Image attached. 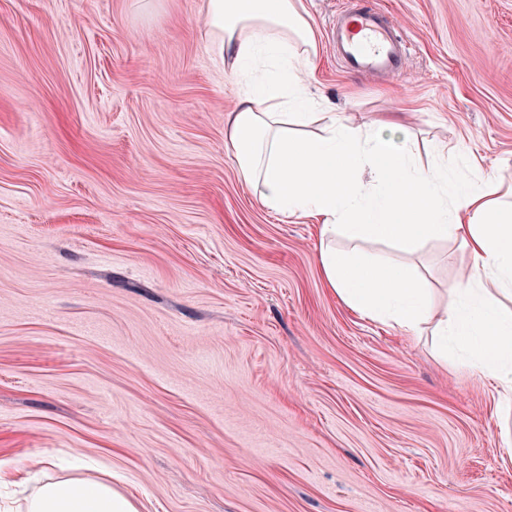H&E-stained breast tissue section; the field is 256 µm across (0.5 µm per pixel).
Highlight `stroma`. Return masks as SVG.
Here are the masks:
<instances>
[{"mask_svg":"<svg viewBox=\"0 0 512 512\" xmlns=\"http://www.w3.org/2000/svg\"><path fill=\"white\" fill-rule=\"evenodd\" d=\"M371 2L404 73L344 72L342 0H303L313 90L512 186V0ZM203 28L204 0H0V512L50 462L140 512H512L494 385L326 287L316 224L233 164ZM409 262L442 317L468 255Z\"/></svg>","mask_w":512,"mask_h":512,"instance_id":"stroma-1","label":"stroma"}]
</instances>
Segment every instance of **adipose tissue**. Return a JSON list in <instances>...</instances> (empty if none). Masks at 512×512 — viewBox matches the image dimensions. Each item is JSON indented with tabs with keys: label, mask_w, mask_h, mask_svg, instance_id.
I'll list each match as a JSON object with an SVG mask.
<instances>
[{
	"label": "adipose tissue",
	"mask_w": 512,
	"mask_h": 512,
	"mask_svg": "<svg viewBox=\"0 0 512 512\" xmlns=\"http://www.w3.org/2000/svg\"><path fill=\"white\" fill-rule=\"evenodd\" d=\"M204 27L237 79L224 115L234 165L267 208L318 219L316 261L329 288L360 317L415 332L431 315L425 277L360 246L382 240L411 254L431 239L459 241L473 262L433 333L440 351L511 395L512 309L503 300L512 298V202L501 199L496 173L472 172L465 155L455 170L420 165L402 124L363 129L324 111L306 80L317 36L303 0H207ZM26 509L139 512L110 481L81 478L42 483Z\"/></svg>",
	"instance_id": "obj_1"
}]
</instances>
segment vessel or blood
<instances>
[{"instance_id":"b4317fda","label":"vessel or blood","mask_w":512,"mask_h":512,"mask_svg":"<svg viewBox=\"0 0 512 512\" xmlns=\"http://www.w3.org/2000/svg\"><path fill=\"white\" fill-rule=\"evenodd\" d=\"M329 43L337 62L351 72L395 75L408 57L393 16L365 0H347L330 25Z\"/></svg>"}]
</instances>
